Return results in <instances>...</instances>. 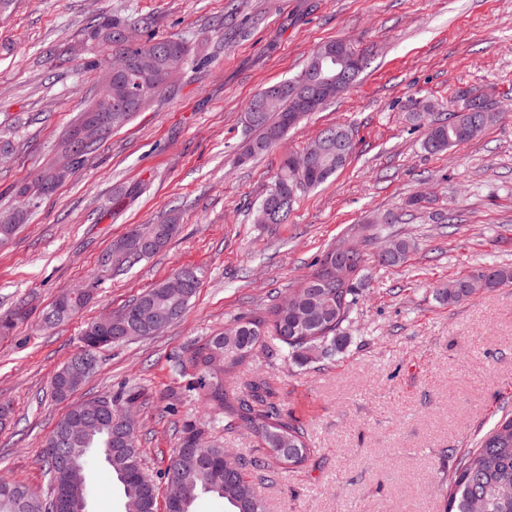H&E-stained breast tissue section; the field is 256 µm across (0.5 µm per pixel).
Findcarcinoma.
Wrapping results in <instances>:
<instances>
[{
	"instance_id": "carcinoma-1",
	"label": "carcinoma",
	"mask_w": 512,
	"mask_h": 512,
	"mask_svg": "<svg viewBox=\"0 0 512 512\" xmlns=\"http://www.w3.org/2000/svg\"><path fill=\"white\" fill-rule=\"evenodd\" d=\"M143 33V25L136 20L113 22L103 20L87 28L88 38L101 45H112L115 56L124 62L120 76L112 80V99H125L128 107L122 112L98 113L105 121H112V130L129 123L145 105L172 85L176 76L188 63V44L174 37L151 35L131 41L127 33ZM337 51L344 58H356L352 47L344 41H329L315 48L305 71L318 69L320 59L328 52ZM138 56L155 59L154 69L140 72L133 60ZM487 102L483 95L462 96L451 102L453 108L446 121L433 118L435 105L419 102V111L413 119L427 123L424 149L442 153L478 136L496 115L478 112ZM314 112L290 84H285L276 99L268 101L263 93L254 95L245 105L243 127L245 145L238 163L246 164L279 145L288 130ZM349 143L353 152L352 129L335 125L323 129L312 144L327 146L320 164L298 177L291 169L292 155H287L279 172L266 192L253 204V220L257 224H285L297 202L298 194L326 183L345 166L336 163V141ZM58 180L39 173L21 195L27 208H36L41 198L51 193ZM18 215L0 218V242L9 240L19 229ZM178 217L172 216L161 224H144L131 228L123 237L98 258L104 273H126L143 260L164 249L179 233ZM369 236L365 244H357L345 258L346 271L336 280V249L346 240L326 249L317 268L291 290L295 304L284 310L276 304L266 312L253 317H240L228 324L224 332L194 344L189 356L176 362V369L185 375L192 371L184 386V393L198 397L210 406L217 417L224 418V429L235 424L245 427L258 444L259 455L241 457L236 466L224 464L227 449L206 439V429L194 422L183 425L179 437L182 451H174L163 477L177 479L190 491L186 499L172 501L168 512H195L194 505L203 495L224 500L228 512H269L268 504L256 488L251 472L274 464L281 469L304 465L312 448L306 429L298 420L283 415L276 402V392L270 379L263 375L253 377L239 393L226 385V379L236 375L260 349L270 359L290 360L295 364L331 363L343 351L347 337L343 325L348 322L357 302V280L365 270L367 252L364 246L372 244ZM406 239L391 240L376 253L379 263L398 265L413 249ZM184 276L186 288L180 295L168 291L162 282L142 293L120 312L112 316V324L102 327L99 321L86 324L81 348L55 373L51 387L55 397L64 399L76 391L89 377L85 362L97 358L101 346H109L131 337L154 335L159 324L169 325L178 320L195 297L201 285L202 273L194 267L177 271ZM478 280L485 290L512 283V268L484 265L458 277L435 290V299L450 306L467 301L474 295L472 281ZM97 278L87 287L72 291L75 299L61 294L43 313L45 326L53 327L79 313L101 286ZM140 394H123L97 399L103 412L124 407H135ZM82 408L72 405L46 437L42 455L49 479V493L41 497L22 480L0 481V512H45L52 498L60 502V512H86L88 486L86 480L59 484L54 481V461L58 457H73L77 468L85 471L91 451H96L120 483L124 500L135 506L137 512H155L158 493L154 481L144 472L138 447L139 424L127 421L129 438L112 439V426H99L88 437L66 431L69 420L80 415ZM446 512H512V413L503 415L483 435L477 447L461 457L456 464L448 486Z\"/></svg>"
}]
</instances>
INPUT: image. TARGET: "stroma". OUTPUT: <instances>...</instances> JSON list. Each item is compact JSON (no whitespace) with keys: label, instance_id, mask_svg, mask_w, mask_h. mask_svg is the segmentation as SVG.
I'll use <instances>...</instances> for the list:
<instances>
[{"label":"stroma","instance_id":"obj_1","mask_svg":"<svg viewBox=\"0 0 512 512\" xmlns=\"http://www.w3.org/2000/svg\"><path fill=\"white\" fill-rule=\"evenodd\" d=\"M134 15L187 42L174 84L113 132L25 213L0 245V314L21 311L0 337V477L46 494L45 438L68 403L51 394L86 324L116 312L183 267L202 284L161 333L101 351L82 402L138 388L144 469L163 472L184 422L209 413L183 396L172 367L195 341L263 313L314 269L323 250L392 215L383 238L415 244L401 265L369 260L335 361L268 364L282 414L299 418L315 453L268 469L257 486L270 512H444L459 455L512 411V284L449 306L434 291L472 269L512 267V0H11L0 11V214L43 166L93 97L109 50L86 42L96 19ZM363 59L357 82L265 156L239 166L241 113L260 89L301 72L321 43ZM486 95L501 117L475 139L430 154L409 119L418 100L449 115L452 100ZM352 127L356 148L335 177L301 194L287 223H254L251 207L285 154L328 126ZM420 195L418 207L408 204ZM178 216L161 252L106 281L73 319L46 329L43 310L97 272V259L134 225ZM71 400V401H72ZM88 512H123L105 464L88 467Z\"/></svg>","mask_w":512,"mask_h":512}]
</instances>
